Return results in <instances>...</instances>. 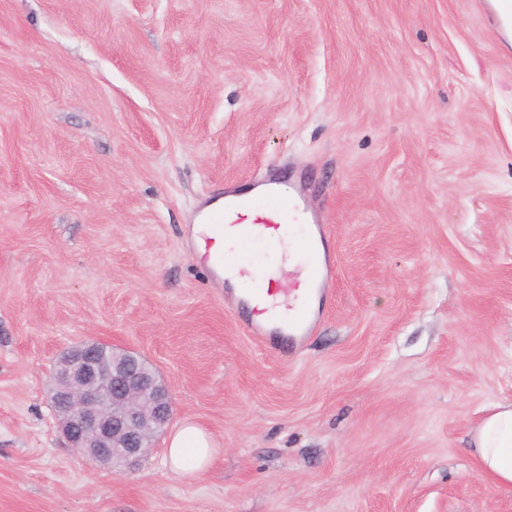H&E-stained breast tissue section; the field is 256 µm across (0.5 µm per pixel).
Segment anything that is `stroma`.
I'll list each match as a JSON object with an SVG mask.
<instances>
[{"label": "stroma", "mask_w": 512, "mask_h": 512, "mask_svg": "<svg viewBox=\"0 0 512 512\" xmlns=\"http://www.w3.org/2000/svg\"><path fill=\"white\" fill-rule=\"evenodd\" d=\"M276 168L334 263L302 344L251 336L188 231ZM140 354L173 424L69 447L56 356ZM512 402V38L487 0H0V512H512L471 433ZM219 449L211 435L198 423L184 421L167 439L166 458L172 472L193 477L210 468L218 458Z\"/></svg>", "instance_id": "obj_1"}]
</instances>
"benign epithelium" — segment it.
Here are the masks:
<instances>
[{
	"label": "benign epithelium",
	"mask_w": 512,
	"mask_h": 512,
	"mask_svg": "<svg viewBox=\"0 0 512 512\" xmlns=\"http://www.w3.org/2000/svg\"><path fill=\"white\" fill-rule=\"evenodd\" d=\"M49 394L70 447L107 468L137 466L173 415L170 391L157 374L98 341L58 355Z\"/></svg>",
	"instance_id": "1"
}]
</instances>
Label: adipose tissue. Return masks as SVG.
<instances>
[{
	"label": "adipose tissue",
	"instance_id": "obj_1",
	"mask_svg": "<svg viewBox=\"0 0 512 512\" xmlns=\"http://www.w3.org/2000/svg\"><path fill=\"white\" fill-rule=\"evenodd\" d=\"M478 470L498 487L512 491V403H499L477 425L472 437ZM219 450L198 423L185 421L167 439L166 458L172 472L192 477L210 468Z\"/></svg>",
	"mask_w": 512,
	"mask_h": 512
}]
</instances>
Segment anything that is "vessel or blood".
Wrapping results in <instances>:
<instances>
[{"label":"vessel or blood","mask_w":512,"mask_h":512,"mask_svg":"<svg viewBox=\"0 0 512 512\" xmlns=\"http://www.w3.org/2000/svg\"><path fill=\"white\" fill-rule=\"evenodd\" d=\"M303 203L300 197L284 196L278 181L263 184L256 197L249 198L228 191L223 202L206 203L198 212L196 221L204 239V265L208 272L227 267L238 275L262 282L263 287L253 299L243 301L250 332L274 348L298 344L314 327L324 298L323 289L314 283L300 280H270L264 262L256 256V249H268L275 236L281 235L285 225L296 220ZM233 235L240 257L213 256L216 240ZM285 295L290 299V312L271 319L269 299Z\"/></svg>","instance_id":"b4317fda"}]
</instances>
